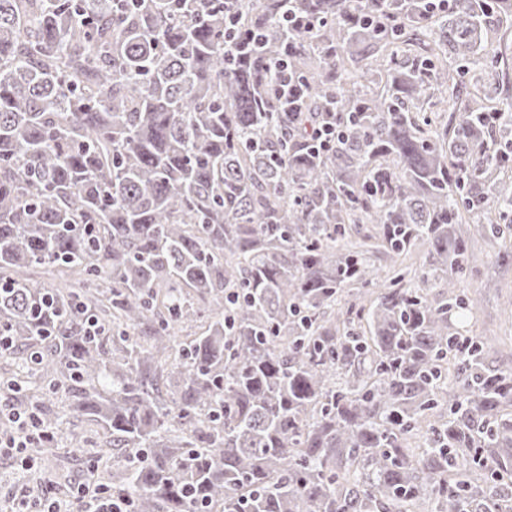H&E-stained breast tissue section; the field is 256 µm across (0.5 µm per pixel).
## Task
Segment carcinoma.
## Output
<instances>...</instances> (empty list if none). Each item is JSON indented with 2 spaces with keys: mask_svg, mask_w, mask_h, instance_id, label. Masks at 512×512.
<instances>
[{
  "mask_svg": "<svg viewBox=\"0 0 512 512\" xmlns=\"http://www.w3.org/2000/svg\"><path fill=\"white\" fill-rule=\"evenodd\" d=\"M509 39L512 0H0V357L26 353L30 456L84 447L62 395L134 512H506L512 373L450 321L448 274L460 225L512 212ZM348 224L426 264L381 280L336 252Z\"/></svg>",
  "mask_w": 512,
  "mask_h": 512,
  "instance_id": "1",
  "label": "carcinoma"
}]
</instances>
